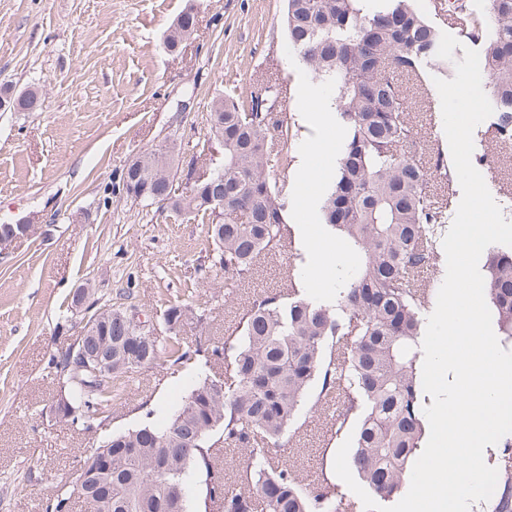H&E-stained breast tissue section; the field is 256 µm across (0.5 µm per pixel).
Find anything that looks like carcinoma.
Listing matches in <instances>:
<instances>
[{"label":"carcinoma","instance_id":"carcinoma-1","mask_svg":"<svg viewBox=\"0 0 512 512\" xmlns=\"http://www.w3.org/2000/svg\"><path fill=\"white\" fill-rule=\"evenodd\" d=\"M490 4L486 14L475 13L470 0L432 6L448 12L461 40L479 47L494 112L474 137L512 144V0ZM286 27L291 48L311 79L330 90L336 112L341 148L320 212L352 258L347 276L329 303L304 295L292 276L286 290L255 299L237 334L224 337L222 374L179 337L143 340L121 307L98 309V335L112 341V378L164 358L193 379L161 426L104 437L94 454L108 456L107 465L89 468L85 457L83 481L72 491L53 490L46 512H71L75 498L84 512H207L215 503L221 512H364L357 501L336 506L343 495L328 474L307 483L272 453L301 411L319 416L333 402L340 410L327 443L352 436L351 465L368 494L386 506L408 481L430 432L422 331L441 267L437 238L448 223L430 181L435 171L450 186L455 179L442 156L431 168L414 155L422 128L412 117L413 96L428 66L452 78L455 61L436 56L440 30L414 0H287ZM194 32L192 12H182L164 36L166 49L182 50ZM277 92L263 80L244 97L211 100L209 139H223L224 157L209 162V177L189 191L170 195L173 143L140 154L122 179L134 202L167 199L178 214L206 218L215 263L242 284L291 239L283 187L270 177L288 165L281 145L290 129L269 110ZM44 100L39 87L22 95L0 88L5 112H38ZM219 194L220 226L210 205ZM484 272L496 336L512 350V247H487ZM174 318L206 329L205 312L179 302L160 310L157 323L169 331ZM66 387L78 409L72 424L92 429L102 422L114 383L101 388L84 377ZM218 441L244 457L232 485L216 475ZM487 464L497 468L498 482L478 503L480 512H512V436L500 439Z\"/></svg>","mask_w":512,"mask_h":512}]
</instances>
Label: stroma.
I'll return each instance as SVG.
<instances>
[{
	"instance_id": "35a3bbf8",
	"label": "stroma",
	"mask_w": 512,
	"mask_h": 512,
	"mask_svg": "<svg viewBox=\"0 0 512 512\" xmlns=\"http://www.w3.org/2000/svg\"><path fill=\"white\" fill-rule=\"evenodd\" d=\"M284 0H0V85L42 87L40 112H0V224L32 225L0 247V512H45L52 487L74 486L80 462L101 435L159 423L187 393L190 377L154 366L124 379L100 433L55 419L62 390L55 362L84 321L106 304L150 316L182 301L206 312L209 335L192 323L177 334L211 352L223 371L224 334L253 300L296 277L303 292L333 300L345 276V250L317 258L313 242H332L319 222L320 199L341 137L326 93L288 44ZM193 9L199 28L185 53H168L164 34ZM279 80L278 108L292 138L288 166L270 177L288 188L292 242L266 259L252 281L212 263L205 221L169 207L123 199L124 167L164 142L175 143L172 169L204 162L212 97ZM426 131V162L449 156L437 90L416 98ZM326 114L313 118L314 109ZM86 286L83 308L73 292ZM326 423L307 418L275 448L307 479L332 471Z\"/></svg>"
}]
</instances>
